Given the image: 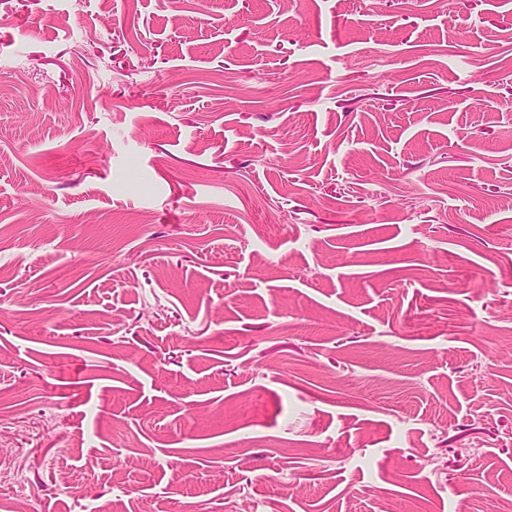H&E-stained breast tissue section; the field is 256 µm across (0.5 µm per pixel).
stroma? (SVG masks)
Listing matches in <instances>:
<instances>
[{
  "label": "stroma",
  "instance_id": "obj_1",
  "mask_svg": "<svg viewBox=\"0 0 512 512\" xmlns=\"http://www.w3.org/2000/svg\"><path fill=\"white\" fill-rule=\"evenodd\" d=\"M512 512V0H0V512Z\"/></svg>",
  "mask_w": 512,
  "mask_h": 512
}]
</instances>
